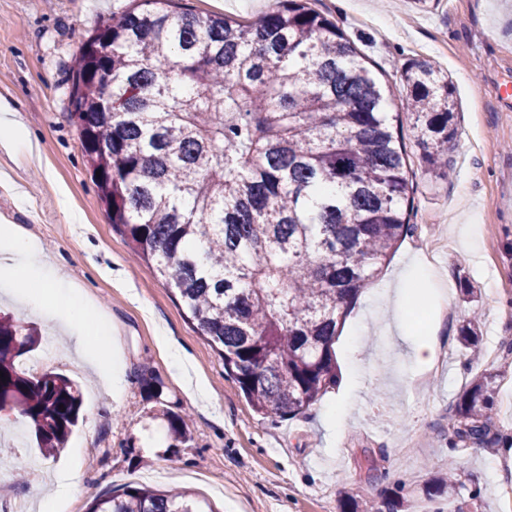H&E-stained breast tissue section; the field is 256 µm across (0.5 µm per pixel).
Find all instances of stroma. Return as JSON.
<instances>
[{"label":"stroma","mask_w":512,"mask_h":512,"mask_svg":"<svg viewBox=\"0 0 512 512\" xmlns=\"http://www.w3.org/2000/svg\"><path fill=\"white\" fill-rule=\"evenodd\" d=\"M128 0H0V105H8L30 142L25 154L0 147V226H15L39 241L47 261L97 304L104 330H89L90 358L69 335L20 300L0 294V311L40 330L34 358L51 354V370L69 376L83 395V421L64 448L43 458L22 422L0 465L25 474L0 486V512H38L57 478L80 467L82 491L63 512H86L90 499L130 483L161 489L188 487L215 512H341L355 498L359 512H376L384 496L403 500V512H512V456L503 444L454 450L448 446V409L475 373L498 386L493 422L512 435V0H439L420 11L410 0H318L389 75L410 58L447 69L457 100V138L448 153L450 178L426 173L422 149L404 142L415 172V231L383 272L357 296L334 350L336 389L306 413L257 415L224 374L215 349L187 319L172 288L149 264L135 261L111 224L91 178L68 114L71 66L96 24L122 12ZM272 0H186L188 8L249 20ZM79 214L80 223L69 220ZM477 225L475 250L465 229ZM439 268L444 297L421 285L423 310L413 317L389 302L387 284L415 282L412 266ZM477 290L460 292L461 279ZM480 310V359L459 338L463 322ZM435 333L438 360L421 372L412 344ZM188 358L180 377L168 345ZM119 353L125 388L113 397L92 361ZM163 385L148 399L143 371ZM204 386L207 402L192 401L185 380ZM347 401L342 433L324 421ZM191 417L188 441L173 445L163 410ZM381 476H367L365 457ZM39 462L42 477L29 475ZM456 467L452 496L428 500L429 478Z\"/></svg>","instance_id":"stroma-1"}]
</instances>
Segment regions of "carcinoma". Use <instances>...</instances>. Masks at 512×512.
Wrapping results in <instances>:
<instances>
[{"instance_id": "obj_1", "label": "carcinoma", "mask_w": 512, "mask_h": 512, "mask_svg": "<svg viewBox=\"0 0 512 512\" xmlns=\"http://www.w3.org/2000/svg\"><path fill=\"white\" fill-rule=\"evenodd\" d=\"M317 0H274L241 22L180 0H131L74 60L69 117L113 227L175 289L187 318L254 411L297 416L336 387L333 345L359 291L408 236L412 169L405 96L427 170L449 176L456 110L448 73L407 59L384 73ZM478 315L462 325L477 351ZM36 330L0 316V413L24 419L51 457L78 425L63 374L22 370ZM492 378L449 411L452 448L492 442ZM173 441L185 421L162 413ZM453 470L427 485L453 492ZM87 512H204L189 491L125 484Z\"/></svg>"}]
</instances>
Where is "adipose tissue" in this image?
<instances>
[{
	"label": "adipose tissue",
	"mask_w": 512,
	"mask_h": 512,
	"mask_svg": "<svg viewBox=\"0 0 512 512\" xmlns=\"http://www.w3.org/2000/svg\"><path fill=\"white\" fill-rule=\"evenodd\" d=\"M40 280L47 299L27 297V304L50 320L68 327L76 344H83L86 324L98 321L100 313L82 299L70 284L56 278L53 268L41 260L39 243L11 227L0 229V292L13 294L26 277Z\"/></svg>",
	"instance_id": "obj_1"
}]
</instances>
